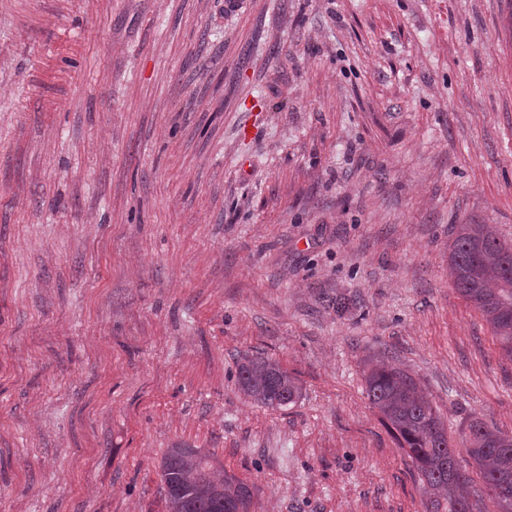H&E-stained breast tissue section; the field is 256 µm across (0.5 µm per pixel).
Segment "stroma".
Here are the masks:
<instances>
[{"mask_svg": "<svg viewBox=\"0 0 512 512\" xmlns=\"http://www.w3.org/2000/svg\"><path fill=\"white\" fill-rule=\"evenodd\" d=\"M459 224L512 242V0H0V512H166L175 446L252 512H435L375 354L482 488L512 361ZM237 384L256 404L272 409L295 403L301 394L296 378L275 361L262 356L241 358Z\"/></svg>", "mask_w": 512, "mask_h": 512, "instance_id": "1", "label": "stroma"}]
</instances>
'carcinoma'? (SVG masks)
I'll return each instance as SVG.
<instances>
[{
	"mask_svg": "<svg viewBox=\"0 0 512 512\" xmlns=\"http://www.w3.org/2000/svg\"><path fill=\"white\" fill-rule=\"evenodd\" d=\"M448 265L457 292L485 319L512 361V243L487 224H459ZM367 397L412 459L424 492L448 512H487L483 495L456 458L448 429L418 380L387 362L370 359L364 371ZM237 384L256 404L280 408L296 402L301 388L280 365L245 355ZM467 453L478 468L495 512H512V435L474 417ZM167 512H251V486L222 475L207 455L190 447L170 449L160 463Z\"/></svg>",
	"mask_w": 512,
	"mask_h": 512,
	"instance_id": "carcinoma-1",
	"label": "carcinoma"
}]
</instances>
